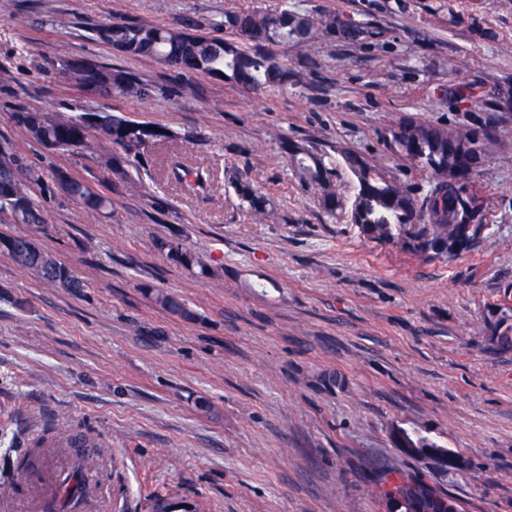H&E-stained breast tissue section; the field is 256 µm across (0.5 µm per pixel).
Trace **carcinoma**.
<instances>
[{"label":"carcinoma","instance_id":"1","mask_svg":"<svg viewBox=\"0 0 512 512\" xmlns=\"http://www.w3.org/2000/svg\"><path fill=\"white\" fill-rule=\"evenodd\" d=\"M98 34L121 53L154 59L181 72H204L216 79H230L241 90L259 94L270 88H284L291 78L288 63L276 58L271 47H305L334 36L356 45L364 38L365 25L342 14L318 19L285 6L264 13H226L211 20L204 34L191 33L185 27L170 28L146 22L113 23L101 27ZM96 76L99 92L108 97H150L149 86L122 68L98 64ZM454 101L459 106L481 102L493 111L499 108L495 98L474 85L458 86ZM14 119L41 144L66 142L84 147L89 139V131L79 120L63 119L51 112L21 108L14 113ZM95 132L97 147L120 170L141 165L149 148L170 138L165 129L158 131L148 124L114 114L105 115L104 124ZM384 143L428 175L425 187L415 188L394 176H386L369 159L338 149L336 153L357 182L356 193L346 202L336 193L333 182L336 160L296 145L288 154L294 170L319 187L324 211L333 216L336 210L346 209L348 221L371 241L391 244L415 256L423 255L427 249L436 259L454 258L488 241V237L481 235L488 204L471 185L473 174L483 166L493 145L482 129L404 117L385 131ZM465 143L477 146L467 157L460 153V146ZM0 144L6 149L0 156V212L9 213L14 223H43L39 205L30 196V185L47 179L55 182L64 179V193L85 213H100L107 208V200L86 182L62 171L52 170L47 174L35 171L22 162L11 142L5 140ZM114 147L120 148L123 154H113ZM192 174L196 184H202V174L189 165L175 162L167 172L169 178L180 183ZM233 188L250 211L264 219L270 217L266 199L248 182L239 180ZM470 222L476 223V227L464 237L461 225ZM159 249L170 261L185 267L196 266L201 274H209V266L179 241L163 240ZM0 251L48 286L72 293L85 287L67 265L39 244L32 243L27 235L8 237ZM142 289L172 317L187 321L197 318L181 296L148 283L142 284ZM497 327L503 336L499 352H511L512 307H500ZM34 452L33 448L25 449L16 458L14 472L0 475L3 494L15 488L14 473L31 468ZM83 465L81 460L73 462L60 479L63 497L54 500L48 512H73L79 506L86 495L78 481ZM389 475L391 478L379 489L381 498L399 495L401 512H435L431 498L443 493V489L431 483L425 474L392 470Z\"/></svg>","mask_w":512,"mask_h":512}]
</instances>
